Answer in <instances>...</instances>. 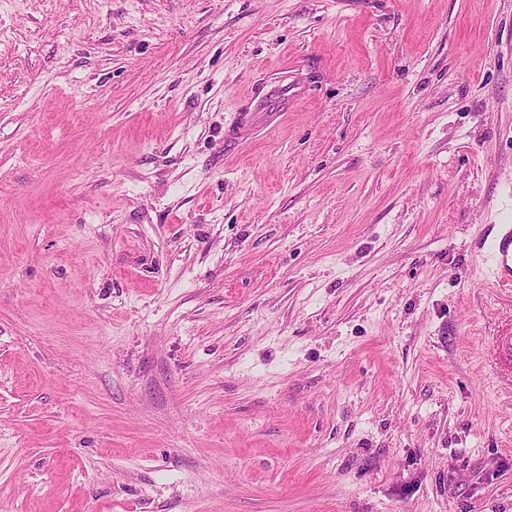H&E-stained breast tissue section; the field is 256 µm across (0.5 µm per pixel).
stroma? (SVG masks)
I'll return each instance as SVG.
<instances>
[{"instance_id": "obj_1", "label": "stroma", "mask_w": 512, "mask_h": 512, "mask_svg": "<svg viewBox=\"0 0 512 512\" xmlns=\"http://www.w3.org/2000/svg\"><path fill=\"white\" fill-rule=\"evenodd\" d=\"M512 0H0V512H512ZM485 263L486 275L494 288H512V214L499 224H486L476 242ZM490 355L494 364L504 375H508L512 363V336H496L490 345Z\"/></svg>"}]
</instances>
